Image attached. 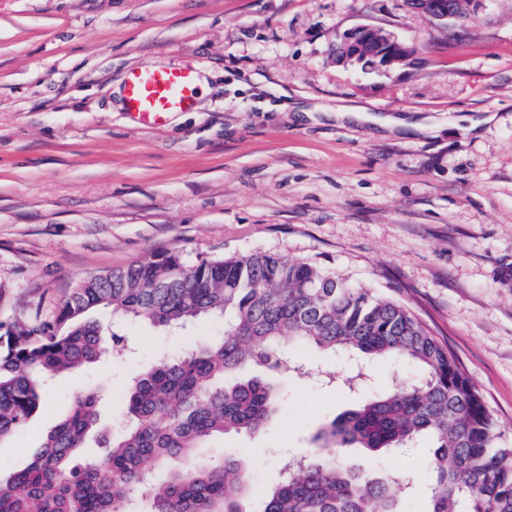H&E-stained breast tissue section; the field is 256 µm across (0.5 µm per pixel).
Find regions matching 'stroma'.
<instances>
[{
  "mask_svg": "<svg viewBox=\"0 0 512 512\" xmlns=\"http://www.w3.org/2000/svg\"><path fill=\"white\" fill-rule=\"evenodd\" d=\"M359 25L395 33L410 56L386 73L337 64V42ZM143 63L192 66L206 87L190 111L141 125L120 90ZM340 106L361 120L337 121ZM399 114L441 129L371 123ZM488 114L491 124L461 129ZM258 250L411 308L478 385L498 445L512 447V0H487L463 30L407 0H0V319L54 316L79 280L155 255ZM90 317L137 354L55 377L27 430L0 443V466L22 467L89 388L120 430L123 387L158 350L223 332L210 319L160 332L106 309ZM300 361L309 374L276 376L284 405L271 428L212 444L245 453L260 488L315 452L326 421L417 376L372 363L352 391L349 359L308 350ZM344 461L422 482L428 444L377 459L350 448Z\"/></svg>",
  "mask_w": 512,
  "mask_h": 512,
  "instance_id": "stroma-1",
  "label": "stroma"
}]
</instances>
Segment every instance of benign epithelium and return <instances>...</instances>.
<instances>
[{
    "instance_id": "benign-epithelium-1",
    "label": "benign epithelium",
    "mask_w": 512,
    "mask_h": 512,
    "mask_svg": "<svg viewBox=\"0 0 512 512\" xmlns=\"http://www.w3.org/2000/svg\"><path fill=\"white\" fill-rule=\"evenodd\" d=\"M486 0H468L460 7L444 0H409L411 8L436 20H450L460 28L474 22ZM336 61L388 71L403 62L410 49L392 32L361 25L343 35L335 49Z\"/></svg>"
}]
</instances>
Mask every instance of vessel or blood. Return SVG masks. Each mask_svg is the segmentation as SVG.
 Returning <instances> with one entry per match:
<instances>
[{
  "label": "vessel or blood",
  "instance_id": "obj_1",
  "mask_svg": "<svg viewBox=\"0 0 512 512\" xmlns=\"http://www.w3.org/2000/svg\"><path fill=\"white\" fill-rule=\"evenodd\" d=\"M196 92L193 68L158 67L145 63L129 72L124 99L127 111L133 113L142 125L157 127L169 114L192 108Z\"/></svg>",
  "mask_w": 512,
  "mask_h": 512
}]
</instances>
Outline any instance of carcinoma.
Here are the masks:
<instances>
[{
    "mask_svg": "<svg viewBox=\"0 0 512 512\" xmlns=\"http://www.w3.org/2000/svg\"><path fill=\"white\" fill-rule=\"evenodd\" d=\"M158 328L185 329L200 318L224 335L160 354L124 394V432L98 439L99 396L77 395L67 417L21 469H0V512H247L256 495L244 459L202 456L226 434H255L281 409L263 372L290 366L315 347L361 362L400 360L419 379L395 383L324 425L308 458L288 463L263 493V512H403L418 490L405 468L359 470L338 449L378 453L431 440L427 507L422 512H512V448L497 446V424L448 346L401 303L382 299L335 272L269 252L177 253L85 278L46 319L38 310L0 321V441L29 426L56 374L126 347L87 319L96 307ZM162 468L156 483L151 473Z\"/></svg>",
    "mask_w": 512,
    "mask_h": 512,
    "instance_id": "cac0c4a2",
    "label": "carcinoma"
}]
</instances>
